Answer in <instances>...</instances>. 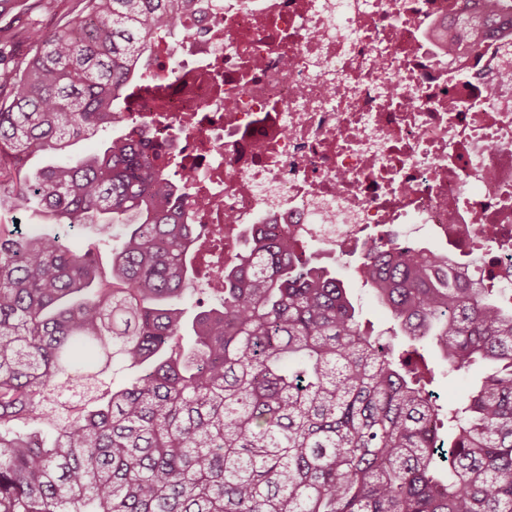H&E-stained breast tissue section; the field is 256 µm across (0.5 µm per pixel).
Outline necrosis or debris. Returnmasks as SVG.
Wrapping results in <instances>:
<instances>
[{"label":"necrosis or debris","mask_w":512,"mask_h":512,"mask_svg":"<svg viewBox=\"0 0 512 512\" xmlns=\"http://www.w3.org/2000/svg\"><path fill=\"white\" fill-rule=\"evenodd\" d=\"M202 0L203 37L159 39L195 82L117 118L192 172L203 269L245 224L359 245L412 224L463 271L512 277V0Z\"/></svg>","instance_id":"1"}]
</instances>
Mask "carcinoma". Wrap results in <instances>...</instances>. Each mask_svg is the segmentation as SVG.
I'll list each match as a JSON object with an SVG mask.
<instances>
[{"label":"carcinoma","instance_id":"cac0c4a2","mask_svg":"<svg viewBox=\"0 0 512 512\" xmlns=\"http://www.w3.org/2000/svg\"><path fill=\"white\" fill-rule=\"evenodd\" d=\"M80 4L0 85V218L96 237L0 225V512H512V289L435 247H336L409 338L397 354L312 236L251 224L186 317L192 175L150 164L128 129L80 160L68 148L154 80L161 33L201 35L197 0ZM423 342L450 384L486 366L445 418ZM15 216L17 217L18 224H34L45 234H67V238L71 244L80 245L85 235H92V231L86 227L68 229L58 224H41V218L30 212L17 213Z\"/></svg>","mask_w":512,"mask_h":512}]
</instances>
